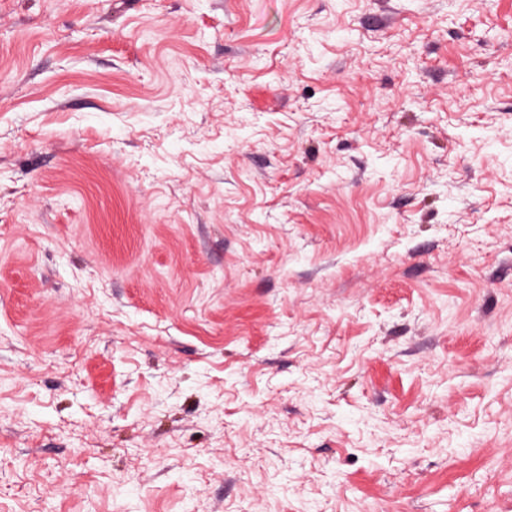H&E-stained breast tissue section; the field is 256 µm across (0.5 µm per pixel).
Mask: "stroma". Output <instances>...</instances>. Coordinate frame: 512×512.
<instances>
[{"label": "stroma", "mask_w": 512, "mask_h": 512, "mask_svg": "<svg viewBox=\"0 0 512 512\" xmlns=\"http://www.w3.org/2000/svg\"><path fill=\"white\" fill-rule=\"evenodd\" d=\"M512 512V0H0V512Z\"/></svg>", "instance_id": "1"}]
</instances>
